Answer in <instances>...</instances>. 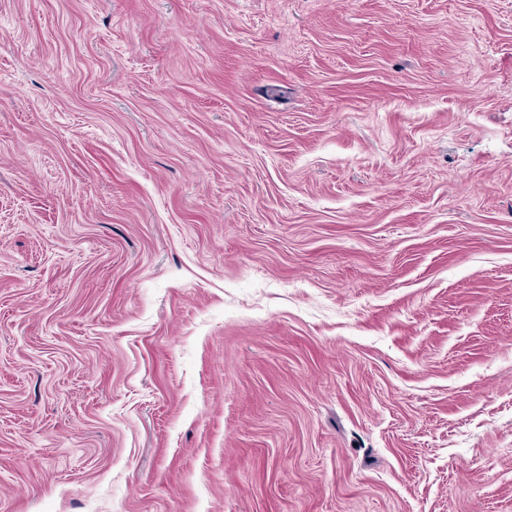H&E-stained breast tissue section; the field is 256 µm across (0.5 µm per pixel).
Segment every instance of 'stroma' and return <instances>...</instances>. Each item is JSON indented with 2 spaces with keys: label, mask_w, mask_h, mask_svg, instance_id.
Wrapping results in <instances>:
<instances>
[{
  "label": "stroma",
  "mask_w": 512,
  "mask_h": 512,
  "mask_svg": "<svg viewBox=\"0 0 512 512\" xmlns=\"http://www.w3.org/2000/svg\"><path fill=\"white\" fill-rule=\"evenodd\" d=\"M0 512H512V0H0Z\"/></svg>",
  "instance_id": "obj_1"
}]
</instances>
